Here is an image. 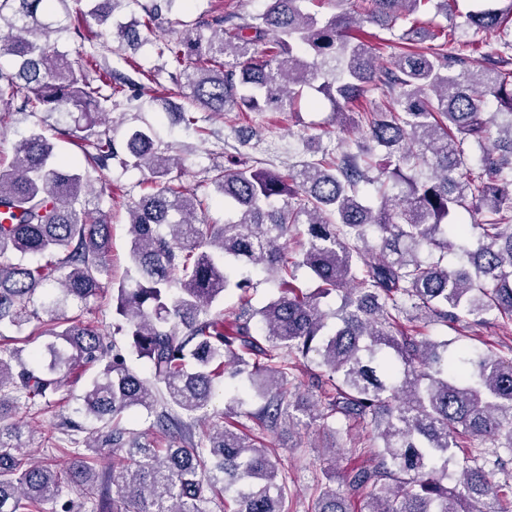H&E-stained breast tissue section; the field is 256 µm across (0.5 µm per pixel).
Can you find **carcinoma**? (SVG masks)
I'll list each match as a JSON object with an SVG mask.
<instances>
[{"label":"carcinoma","mask_w":512,"mask_h":512,"mask_svg":"<svg viewBox=\"0 0 512 512\" xmlns=\"http://www.w3.org/2000/svg\"><path fill=\"white\" fill-rule=\"evenodd\" d=\"M85 2L84 15L106 26L124 0H0V112H81L91 128L106 120L124 79L89 56L72 61L34 31L59 34L55 5ZM309 10L317 0H266L260 13L217 15L157 45L190 90L194 110L180 121L197 132L196 111L293 112L304 91L337 109L390 94L359 113L355 149H325L285 172L248 164L212 180L222 224L202 219L206 203L176 184L177 160L155 145L150 127L122 141L54 133L82 151L88 168L59 157L50 137L32 132L0 168V326L35 321L53 337L33 355L0 350V512H44L69 486L96 501V512H288V475L277 448L260 443L208 407L218 379L258 400L246 416L275 434L300 423L336 433L360 424L373 462L327 485L313 512H498L493 469L466 449L490 441L512 450V354L458 347L429 326L512 321V0L468 11L463 25L502 35L500 56L475 75L454 48L456 31L430 30L448 0H363L360 13ZM139 25L159 23L162 5H141ZM406 28L394 33L398 23ZM393 33L399 54L379 68L365 25ZM116 161L150 172V192L128 206L129 267L112 283V337L64 316L69 298L86 302L108 271L111 228L105 212L80 205L89 169ZM471 207L477 222L449 220ZM297 249L289 251L298 225ZM477 236V249L466 247ZM461 261L448 263V254ZM39 257L27 261L25 256ZM240 265L260 269L278 289L252 304L255 283ZM307 269L316 288L296 272ZM232 291L233 322L212 306ZM343 293L333 311L321 299ZM146 361L149 377L129 366ZM316 368L314 401L293 397L300 364ZM93 372L84 414L101 427L84 447L112 452L104 479L77 456L65 471L32 458L24 426L6 407L57 394L75 371ZM144 409L173 445L158 450L127 431L123 415ZM459 474L458 483L448 479Z\"/></svg>","instance_id":"obj_1"}]
</instances>
